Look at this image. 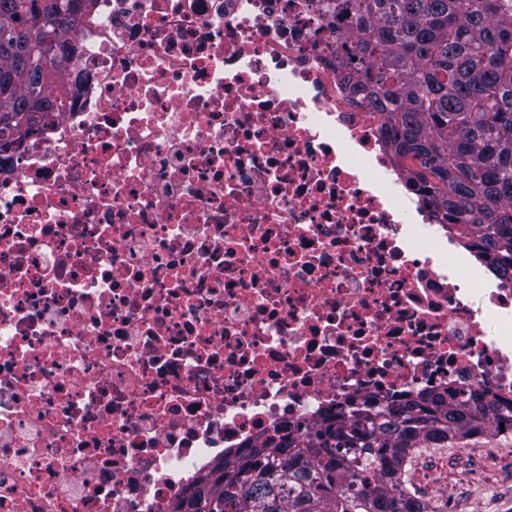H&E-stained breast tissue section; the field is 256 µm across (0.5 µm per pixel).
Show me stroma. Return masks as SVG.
Masks as SVG:
<instances>
[{
	"instance_id": "obj_1",
	"label": "stroma",
	"mask_w": 512,
	"mask_h": 512,
	"mask_svg": "<svg viewBox=\"0 0 512 512\" xmlns=\"http://www.w3.org/2000/svg\"><path fill=\"white\" fill-rule=\"evenodd\" d=\"M407 474L413 489L443 512H512V436L489 431L415 449Z\"/></svg>"
}]
</instances>
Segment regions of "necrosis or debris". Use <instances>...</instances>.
Here are the masks:
<instances>
[{
    "mask_svg": "<svg viewBox=\"0 0 512 512\" xmlns=\"http://www.w3.org/2000/svg\"><path fill=\"white\" fill-rule=\"evenodd\" d=\"M315 0H86L0 154V512H173L288 427L512 401V281L410 204Z\"/></svg>",
    "mask_w": 512,
    "mask_h": 512,
    "instance_id": "obj_1",
    "label": "necrosis or debris"
}]
</instances>
